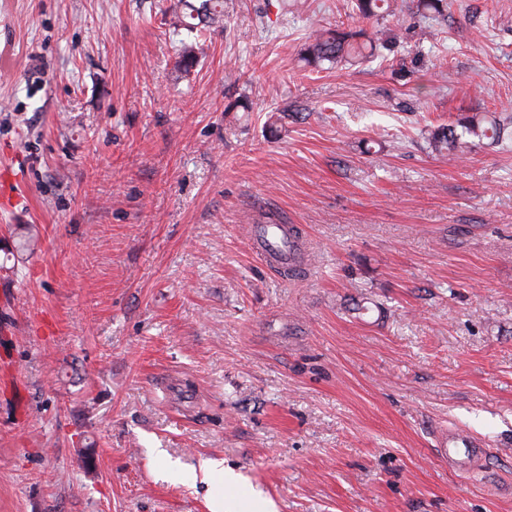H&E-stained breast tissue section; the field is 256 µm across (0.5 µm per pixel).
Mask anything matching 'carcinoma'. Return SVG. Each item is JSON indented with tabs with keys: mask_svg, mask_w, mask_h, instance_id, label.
I'll return each instance as SVG.
<instances>
[{
	"mask_svg": "<svg viewBox=\"0 0 512 512\" xmlns=\"http://www.w3.org/2000/svg\"><path fill=\"white\" fill-rule=\"evenodd\" d=\"M353 11L362 19H370L389 10L388 0H351ZM443 0H416V12L424 18L435 17L441 12ZM224 21V0H198L186 4V10L172 14V25L190 33L198 26H219ZM198 45H185L179 49L174 70L187 73L198 59ZM375 40L363 28L319 29L310 37L303 50V60L311 66L342 60L361 61L374 54ZM487 140L499 145L512 140V126L507 119L494 115L465 117L454 125L439 126L430 131L431 148L439 155L462 156L470 151L472 139Z\"/></svg>",
	"mask_w": 512,
	"mask_h": 512,
	"instance_id": "obj_1",
	"label": "carcinoma"
}]
</instances>
